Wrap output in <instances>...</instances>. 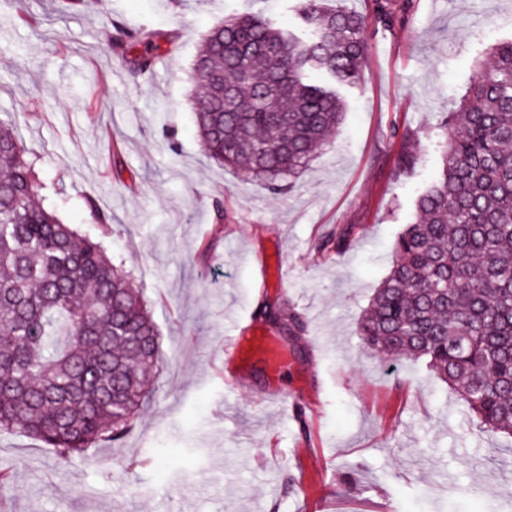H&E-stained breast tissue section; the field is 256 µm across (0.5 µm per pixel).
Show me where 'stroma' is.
I'll return each instance as SVG.
<instances>
[{
    "label": "stroma",
    "mask_w": 512,
    "mask_h": 512,
    "mask_svg": "<svg viewBox=\"0 0 512 512\" xmlns=\"http://www.w3.org/2000/svg\"><path fill=\"white\" fill-rule=\"evenodd\" d=\"M365 30L362 76L342 88L335 138L275 195L210 162L197 134L191 65L237 11L299 29V0H0V114L15 115L59 218L131 271L160 332L154 391L119 444L61 465L53 449L0 432V512H512V437L480 431L423 365L367 349L356 324L389 271L414 201L441 172L442 118L488 49L512 39V0H386ZM173 35L132 76L107 47L116 24ZM418 160L397 165L399 133ZM355 229L326 261L313 241ZM281 263L263 285L255 257ZM302 313L307 331L263 324ZM249 320L286 354L226 378L224 339Z\"/></svg>",
    "instance_id": "obj_1"
}]
</instances>
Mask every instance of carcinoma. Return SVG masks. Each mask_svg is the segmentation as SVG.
I'll return each instance as SVG.
<instances>
[{
	"label": "carcinoma",
	"instance_id": "obj_1",
	"mask_svg": "<svg viewBox=\"0 0 512 512\" xmlns=\"http://www.w3.org/2000/svg\"><path fill=\"white\" fill-rule=\"evenodd\" d=\"M300 37L255 13L225 18L192 64L206 154L283 193L343 120L336 85L359 79L368 17L305 0ZM160 33L116 30L108 45L132 72L152 70ZM233 87L225 110L223 85ZM440 176L415 200L388 274L357 333L378 355L422 363L467 405L480 429L512 436V39L476 65L444 120ZM398 166L417 159L400 134ZM18 126L0 117V432L56 451L69 465L133 428L159 366V334L133 278L102 239L37 200ZM352 228L318 238L329 260Z\"/></svg>",
	"mask_w": 512,
	"mask_h": 512
}]
</instances>
